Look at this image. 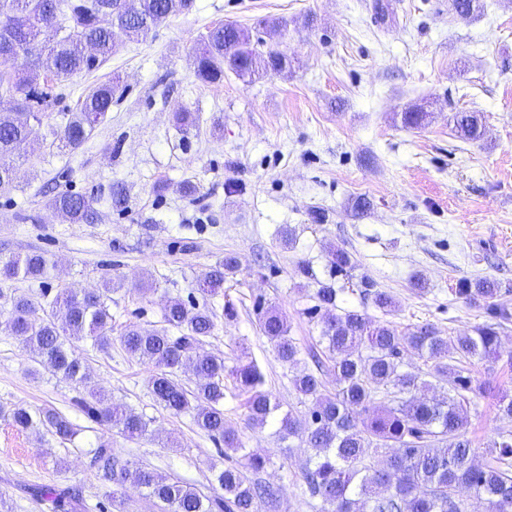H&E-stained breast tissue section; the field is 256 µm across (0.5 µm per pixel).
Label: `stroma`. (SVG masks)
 I'll return each instance as SVG.
<instances>
[{
	"mask_svg": "<svg viewBox=\"0 0 512 512\" xmlns=\"http://www.w3.org/2000/svg\"><path fill=\"white\" fill-rule=\"evenodd\" d=\"M378 1L383 11H375ZM483 3L481 14L463 21L448 0H194L146 39L118 38L93 74L55 85L40 142L22 149L15 182L0 192V261L37 253L52 266L41 281H0V305L64 288L94 291L109 279L117 332L133 323L161 326L174 299L208 307L216 327L207 350L229 368L255 359L265 390L302 414L309 406L291 380L311 362L281 363L256 307L282 312L299 347L315 344L321 323L308 310L329 278L333 250L348 251L356 276L395 298L388 320L398 329L428 322L447 337L472 330L486 315L456 296L457 281L512 282V0ZM309 13L317 18L312 28L300 23ZM263 17L280 21L277 34L256 30ZM227 20L277 46L291 69L199 81L191 62L200 39ZM113 77L124 94L83 145L50 146L86 88ZM410 107L429 112L425 126L403 127ZM460 110L481 116V140L456 136L452 115ZM181 111L196 116L195 127H178ZM188 179L197 185L190 196L179 190ZM115 183L127 190L121 209L110 197ZM67 190L93 197L94 223H66L49 207ZM360 196L372 207L358 218L351 203ZM228 255L237 257L236 271L217 295L202 294L199 279ZM416 274L424 290H414ZM144 282L153 291L141 292ZM500 340L498 361L475 360L468 371L473 390L464 411L480 455L512 426L496 400L512 392V325ZM72 349L113 402L149 419L150 433L129 441L101 430L75 406L79 389L0 329V512H51L31 495L41 486L81 488L90 512H99L105 487L90 461L103 441L121 459L202 491L236 463L238 453L200 431L192 413L172 416L155 404L151 365L84 341ZM17 407L56 409L77 434L63 441L19 428L10 417ZM247 415L244 396H225L227 424L248 452L270 459L259 477L279 488L278 512H317L319 500L300 494L311 448L297 438L281 442L275 425H249Z\"/></svg>",
	"mask_w": 512,
	"mask_h": 512,
	"instance_id": "35a3bbf8",
	"label": "stroma"
}]
</instances>
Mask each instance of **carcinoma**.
<instances>
[{
  "label": "carcinoma",
  "instance_id": "carcinoma-1",
  "mask_svg": "<svg viewBox=\"0 0 512 512\" xmlns=\"http://www.w3.org/2000/svg\"><path fill=\"white\" fill-rule=\"evenodd\" d=\"M454 13L469 19L481 12V0H450ZM193 8V0H0V96L13 99V112L0 114V189L14 182L13 158L17 149L38 140L43 106L50 89L83 71L98 68L112 57L115 38L122 34L143 39L169 16ZM249 32L228 21L208 28L193 57L195 77L204 83L224 80V70L239 77H255L288 67V56L277 49H260ZM43 75L48 85L39 88L31 70ZM120 96L118 81L109 79L90 89L65 126L55 133L61 149L76 150L95 126L112 110ZM429 113L418 109L402 113L408 129L425 125ZM459 137L482 138V124L473 112L453 116ZM69 224H90L96 219L91 198L69 191L49 201ZM238 267L236 258L224 257L204 273L199 291L216 295L224 278ZM51 266L39 254L16 257L0 265V276L10 279H42ZM355 264L349 252H332L330 277L352 282ZM342 288L325 283L317 289L311 312L325 311L319 336L320 348L301 349L288 336V324L273 306L259 307V326L276 358L295 365L307 355L317 372L302 371L292 383L296 393L311 403L300 418L288 410L278 415L280 404L263 390L264 375L256 361L226 369L224 358L205 349L215 329V313L194 304L172 300L165 307L160 328L129 324L119 337L121 348L132 358L153 367L149 389L154 402L178 416L195 410L194 423L224 447L243 450L238 431L224 418V392L234 389L246 396L248 420L255 426L277 423L280 439L297 437L314 454L302 467L301 492L322 502L321 512H468L466 500L457 496L465 487L484 498L493 512H512V429L502 430L488 444L483 461L466 436L467 416L461 409L471 391L470 378L460 364L473 359L500 357L498 334L512 323V310L498 304L512 284L486 277L458 280L455 293L465 303L481 308L488 320L470 333L455 337L439 334L430 323L404 331L391 322L371 316L367 310L342 309ZM112 280L89 293L63 289L43 305L26 297L11 300L4 323L8 334L28 350L35 362L53 374L82 388L76 406L91 421L114 427L128 440L144 437L150 421L122 405L109 404L81 358L69 350L74 340H84L99 352L112 349V314L108 306ZM364 303L386 315L394 298L360 279ZM413 353L433 363L430 376L448 381L441 395L431 401L415 396L432 386L418 373L402 370L403 357ZM336 383L335 393H323V367ZM192 371L195 388L189 390L178 372ZM454 374L448 379V374ZM13 423L29 429L40 426L60 440L76 431L61 413L44 408L35 413L16 408ZM93 463L101 465L104 478L112 481V512H125L122 489L128 485L146 491L164 512H277L278 492L259 479L270 459L245 453L239 466L214 475L222 495L208 496L178 478L159 474L112 453L109 444L98 445ZM51 502L58 512H83L81 489L41 488L32 492Z\"/></svg>",
  "mask_w": 512,
  "mask_h": 512
}]
</instances>
